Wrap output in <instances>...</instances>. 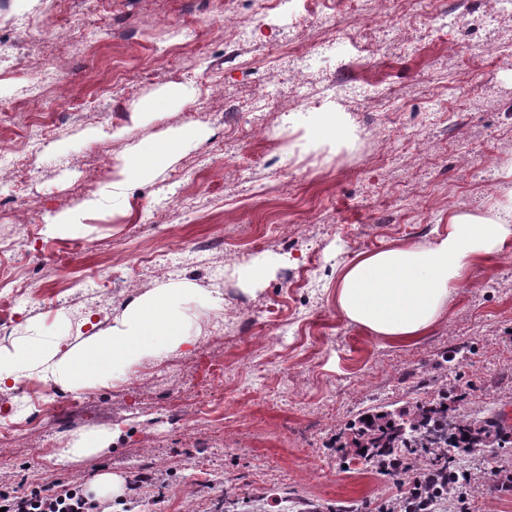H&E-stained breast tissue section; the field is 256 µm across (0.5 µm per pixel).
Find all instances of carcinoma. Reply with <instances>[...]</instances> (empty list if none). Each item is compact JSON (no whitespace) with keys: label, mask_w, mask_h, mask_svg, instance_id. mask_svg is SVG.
<instances>
[{"label":"carcinoma","mask_w":512,"mask_h":512,"mask_svg":"<svg viewBox=\"0 0 512 512\" xmlns=\"http://www.w3.org/2000/svg\"><path fill=\"white\" fill-rule=\"evenodd\" d=\"M457 355L445 353L436 363L432 398L393 409L377 405L347 425L355 455L401 488L380 512H435L457 492L461 457L497 443L490 419L457 414L462 395L448 383V364Z\"/></svg>","instance_id":"cac0c4a2"}]
</instances>
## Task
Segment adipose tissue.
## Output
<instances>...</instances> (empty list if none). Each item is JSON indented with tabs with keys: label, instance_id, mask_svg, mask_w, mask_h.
<instances>
[{
	"label": "adipose tissue",
	"instance_id": "obj_1",
	"mask_svg": "<svg viewBox=\"0 0 512 512\" xmlns=\"http://www.w3.org/2000/svg\"><path fill=\"white\" fill-rule=\"evenodd\" d=\"M189 122L161 140L144 142L118 159V180L81 207L57 213L50 231L80 225L85 211L105 204L123 205L132 186L155 179L179 151L205 136ZM307 138L315 145L349 142L351 133L339 112L314 115ZM499 197L481 211H452L447 229L427 244L400 243L359 251L336 270V305L349 321L368 332L406 343L427 335L448 310L450 294L466 280L472 264L485 261L512 244V161L500 172ZM219 304L213 291L188 280L161 285L126 305L111 326L76 343L59 355L57 337L39 323L27 324L23 336L0 349V386L33 376L69 390L105 385L124 376L143 356H168L189 346V305ZM116 436L111 428L76 435L62 448V461L74 463L107 448Z\"/></svg>",
	"mask_w": 512,
	"mask_h": 512
}]
</instances>
